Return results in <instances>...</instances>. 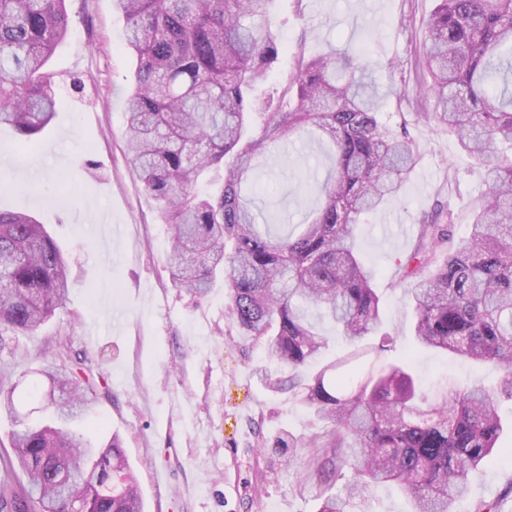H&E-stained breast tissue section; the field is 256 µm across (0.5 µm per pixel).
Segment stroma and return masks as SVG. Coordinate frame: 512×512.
<instances>
[{
    "label": "stroma",
    "instance_id": "35a3bbf8",
    "mask_svg": "<svg viewBox=\"0 0 512 512\" xmlns=\"http://www.w3.org/2000/svg\"><path fill=\"white\" fill-rule=\"evenodd\" d=\"M436 0H274L270 22L289 50L259 93L279 97L305 55L364 53L387 93L384 118L407 123L420 146L399 200L357 230L361 253L379 272L387 357H413L424 390L496 382L500 373L417 346L415 314L399 281V261L434 201L451 204L466 235L483 176L454 136L416 119L429 103L422 87L425 22ZM71 33L49 61L57 115L27 139L0 128V211L44 224L70 266L66 300L38 330L0 336V391H13L29 424L50 415L44 369L90 368L94 391L75 427L96 444L119 437L144 512H317L323 486L310 466L311 443L326 426L265 376H287L261 343L228 321L225 289L197 298L167 269L169 230L130 161L125 103L135 59L113 0H68ZM329 147L311 133L262 158L251 180L268 223H300L317 198L306 185L326 178ZM505 453L472 471L457 512L499 503L512 512V402L500 405ZM301 440L294 463L275 441Z\"/></svg>",
    "mask_w": 512,
    "mask_h": 512
}]
</instances>
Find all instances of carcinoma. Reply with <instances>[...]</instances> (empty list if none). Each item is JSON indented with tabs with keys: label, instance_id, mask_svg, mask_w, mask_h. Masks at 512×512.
Here are the masks:
<instances>
[{
	"label": "carcinoma",
	"instance_id": "obj_1",
	"mask_svg": "<svg viewBox=\"0 0 512 512\" xmlns=\"http://www.w3.org/2000/svg\"><path fill=\"white\" fill-rule=\"evenodd\" d=\"M137 61L126 104L125 137L145 191L170 227L173 283L204 297L223 281L239 335L259 341L288 377H267L328 430L315 472L345 479L347 497L329 493L318 512H345L350 500L396 483L412 512H453L469 474L497 455L500 399L512 401V0H438L425 26L424 119L457 136L483 169L485 190L468 225L437 202L424 214L403 282L415 312V339L473 364L503 370L487 389L445 388L424 396L403 364L381 360L388 342L368 343L384 309L375 273L358 255L364 216L395 201L418 145L401 123L379 119L386 94L366 58H300L288 107L256 89L286 48L269 24L273 0H114ZM69 31L66 0H0V125L30 138L54 119L45 65ZM260 116L259 131L251 128ZM312 127L331 147L320 203L299 232L273 234L241 194L267 149ZM222 181L197 186L211 171ZM0 329L29 333L65 301L69 268L34 217L0 212ZM330 318L352 348L307 375L327 341L308 321ZM58 392L56 424L20 428L14 391L3 408L19 428L0 456V512H142L136 479L118 437L97 446L71 426L87 404L80 374L44 372ZM21 473L12 483L7 475Z\"/></svg>",
	"mask_w": 512,
	"mask_h": 512
}]
</instances>
